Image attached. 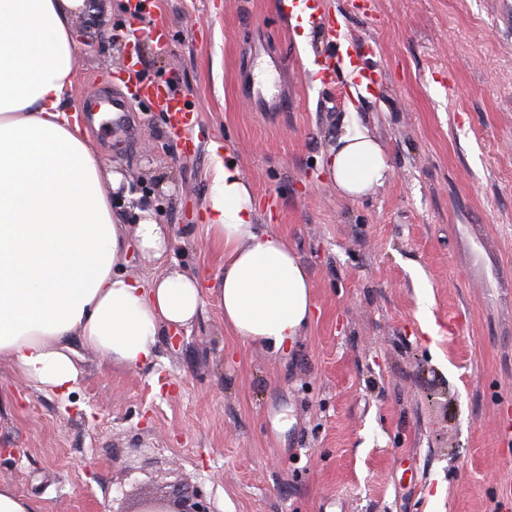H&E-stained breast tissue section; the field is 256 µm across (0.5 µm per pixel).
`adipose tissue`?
I'll return each mask as SVG.
<instances>
[{
  "label": "adipose tissue",
  "instance_id": "1",
  "mask_svg": "<svg viewBox=\"0 0 512 512\" xmlns=\"http://www.w3.org/2000/svg\"><path fill=\"white\" fill-rule=\"evenodd\" d=\"M83 0H0V362L62 393L80 371L71 339L126 367L150 363L162 329L192 323L205 291L176 269L145 284L119 272L130 249L163 261L171 240L143 206L120 223V175L67 101ZM326 167L357 199L390 167L368 128L340 137ZM207 236L224 250L213 291L225 325L244 341L285 353L314 318L309 277L275 232L253 221L255 198L237 166L218 169Z\"/></svg>",
  "mask_w": 512,
  "mask_h": 512
}]
</instances>
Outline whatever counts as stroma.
I'll list each match as a JSON object with an SVG mask.
<instances>
[{"label": "stroma", "mask_w": 512, "mask_h": 512, "mask_svg": "<svg viewBox=\"0 0 512 512\" xmlns=\"http://www.w3.org/2000/svg\"><path fill=\"white\" fill-rule=\"evenodd\" d=\"M325 2L377 83L310 81L335 49L284 0H159L163 49L128 37V0L75 15L70 107L92 86L119 91L133 61L196 112L191 155L146 105L87 122L125 185H167L153 200L166 262L133 251L125 274L170 266L213 285L223 253L205 206L221 158L249 181L255 223L304 266L316 318L274 355L234 336L209 291L147 365L75 347L83 376L63 398L0 363V480L43 512H137L181 479L212 512H512V0ZM243 71L287 89V110L248 101ZM359 125L390 173L353 200L325 157Z\"/></svg>", "instance_id": "35a3bbf8"}]
</instances>
